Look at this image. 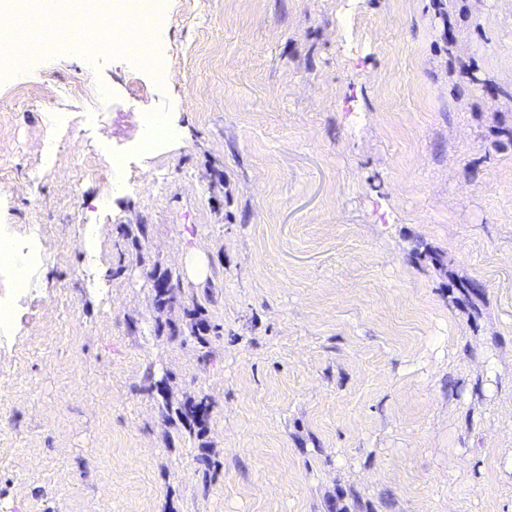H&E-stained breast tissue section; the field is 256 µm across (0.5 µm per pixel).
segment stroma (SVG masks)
<instances>
[{"instance_id":"1","label":"stroma","mask_w":512,"mask_h":512,"mask_svg":"<svg viewBox=\"0 0 512 512\" xmlns=\"http://www.w3.org/2000/svg\"><path fill=\"white\" fill-rule=\"evenodd\" d=\"M170 8L164 82L83 0L0 71V512H512V0ZM143 128H144V137L139 143V148L142 150H147L154 147L157 143V139L161 134V124L159 118L156 116L154 112H139ZM209 406L210 404L205 398L196 402L187 400L172 411L183 424H188L191 429V425H200L205 421Z\"/></svg>"}]
</instances>
